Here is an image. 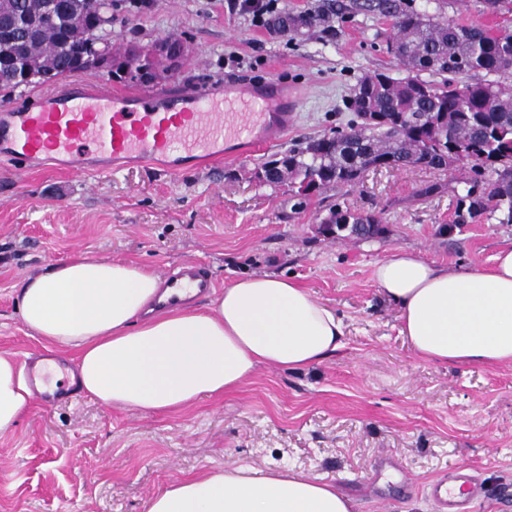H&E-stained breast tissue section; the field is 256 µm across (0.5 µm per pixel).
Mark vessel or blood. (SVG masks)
<instances>
[{"mask_svg": "<svg viewBox=\"0 0 512 512\" xmlns=\"http://www.w3.org/2000/svg\"><path fill=\"white\" fill-rule=\"evenodd\" d=\"M297 103L275 82L162 84L112 96L65 88L31 108H0V158L23 172L48 161L79 176L142 163L175 178L203 162L236 159L277 142ZM160 278L174 299L185 288L204 296L214 287L192 262ZM478 492L465 466L429 488L444 512H465Z\"/></svg>", "mask_w": 512, "mask_h": 512, "instance_id": "b4317fda", "label": "vessel or blood"}]
</instances>
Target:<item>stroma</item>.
Wrapping results in <instances>:
<instances>
[{
    "label": "stroma",
    "mask_w": 512,
    "mask_h": 512,
    "mask_svg": "<svg viewBox=\"0 0 512 512\" xmlns=\"http://www.w3.org/2000/svg\"><path fill=\"white\" fill-rule=\"evenodd\" d=\"M330 25L279 33L229 13L225 0H112L102 39L112 48L176 36L190 49L169 82L192 87L227 79L276 81L301 98L288 134L252 155L173 178L140 165L109 174L31 172L14 189L0 160V351L32 364L48 359L51 381L68 380L73 353L48 351L23 324L16 287L24 276L78 257L132 260L154 271L202 263L216 289L243 274L292 276L344 322L343 346L302 371L260 368L238 391L172 414L106 408L77 390L33 403L0 435V512H144L176 477L225 465L288 468L356 500L359 512H435L433 479L461 464L480 476L474 512H512V366L441 365L415 356L398 308L372 280L375 262L404 249L464 271L512 247V224L455 223L476 175L457 167L366 171L340 190L305 199L260 176L263 162L300 140L346 126L357 79L403 66L386 51L391 35L360 0ZM442 19L512 31V0H414ZM134 91L90 69L16 89L31 104L61 87ZM437 192L422 195L428 185ZM375 213L374 239L320 232L331 209ZM399 469L383 466V457ZM407 475L411 486L401 485Z\"/></svg>",
    "instance_id": "obj_1"
}]
</instances>
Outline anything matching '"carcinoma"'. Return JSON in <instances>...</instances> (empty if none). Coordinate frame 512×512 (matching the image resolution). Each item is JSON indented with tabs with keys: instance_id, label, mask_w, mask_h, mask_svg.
Returning a JSON list of instances; mask_svg holds the SVG:
<instances>
[{
	"instance_id": "obj_1",
	"label": "carcinoma",
	"mask_w": 512,
	"mask_h": 512,
	"mask_svg": "<svg viewBox=\"0 0 512 512\" xmlns=\"http://www.w3.org/2000/svg\"><path fill=\"white\" fill-rule=\"evenodd\" d=\"M99 1L108 4L71 0V12L44 26L40 18L52 0H0V52L6 51L0 60V96L24 84L13 74L14 57L35 76L47 67L58 78L69 75L84 43V34L74 32L73 16ZM362 8L391 19L394 34L387 50L405 65V75L395 78L378 70L365 75L349 99L356 120L348 129L275 155L263 163L265 179L286 182L292 195L306 197L351 186L379 163L405 168L425 160L442 170L453 153L465 151L480 158L481 170L494 179L480 191L467 190L468 206L459 222L485 217L512 224V94L503 84L512 77V34L436 19L404 0H364ZM323 20L320 11L305 13L280 22L279 30L314 27ZM368 112L382 113L401 131L367 121ZM315 177L319 185L313 188ZM372 221L380 218L336 208L325 223Z\"/></svg>"
}]
</instances>
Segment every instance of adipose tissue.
Segmentation results:
<instances>
[{
  "instance_id": "1",
  "label": "adipose tissue",
  "mask_w": 512,
  "mask_h": 512,
  "mask_svg": "<svg viewBox=\"0 0 512 512\" xmlns=\"http://www.w3.org/2000/svg\"><path fill=\"white\" fill-rule=\"evenodd\" d=\"M399 307L413 352L441 364L512 365V249L465 272L396 250L373 268ZM161 281L133 261L81 257L25 277L17 287L24 325L76 354L80 393L141 414L182 411L233 392L260 367L303 370L342 348L344 324L292 278L247 275L203 305L158 309ZM24 365L0 353V433L30 409ZM334 485L289 469L241 464L171 480L144 512H355Z\"/></svg>"
}]
</instances>
